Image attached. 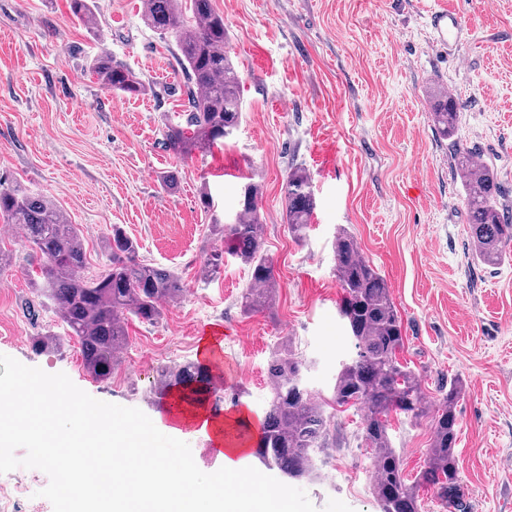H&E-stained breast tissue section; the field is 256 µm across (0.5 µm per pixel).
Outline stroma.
Wrapping results in <instances>:
<instances>
[{
	"instance_id": "stroma-1",
	"label": "stroma",
	"mask_w": 512,
	"mask_h": 512,
	"mask_svg": "<svg viewBox=\"0 0 512 512\" xmlns=\"http://www.w3.org/2000/svg\"><path fill=\"white\" fill-rule=\"evenodd\" d=\"M228 29L241 80L243 119L209 153L179 158L162 145L185 108V72L174 37L142 18V0H91L97 26L75 21L69 0H0V176L52 200L81 230L88 271L104 270L101 237L119 225L142 259L182 274L188 291L155 325L131 322L130 348L106 381L89 377L76 346L37 353L30 339L54 325L35 289L39 259L16 234L0 274V354L65 373L92 397L155 417L156 373L192 360L213 336L233 374L225 404L262 415L267 365L290 340L306 379L331 394L354 351L339 315L333 239L345 227L385 277L401 313L404 359L437 400L450 381L457 406V465L467 512H512V259L478 263L467 245L464 192L448 144L431 122L429 91L441 83L461 104L455 139L478 150L512 205V0H212ZM460 11L468 32L455 52L434 48L432 12ZM107 53L147 86L130 97L103 88L89 69ZM311 175L316 209L307 235L288 231L290 167ZM178 176L165 190L164 173ZM264 187V251L279 282L273 312L248 314L239 297L247 268L225 259L215 278L198 271L211 214L236 209L242 176ZM209 186L213 212L199 203ZM325 449L332 486L299 479L317 512H379L371 461L354 410L336 413ZM403 473L415 478L430 444L427 422L392 418Z\"/></svg>"
}]
</instances>
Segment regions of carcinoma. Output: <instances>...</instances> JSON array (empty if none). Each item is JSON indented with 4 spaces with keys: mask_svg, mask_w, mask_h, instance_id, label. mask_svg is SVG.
Instances as JSON below:
<instances>
[{
    "mask_svg": "<svg viewBox=\"0 0 512 512\" xmlns=\"http://www.w3.org/2000/svg\"><path fill=\"white\" fill-rule=\"evenodd\" d=\"M69 7L86 28L96 26L90 0H70ZM188 10L192 13L189 19ZM143 16L159 34L174 35L187 76L188 106L181 121L165 125V149L185 158L229 138L243 112L240 78L227 52L224 15L214 9L212 0H143ZM89 69L109 90L136 97L146 92L138 74L108 54L93 57ZM432 98L434 129L440 139L448 141L453 168L464 189L471 251L484 265L498 266L512 249V207L502 202V186L494 171L477 164L475 152L453 140L459 103L439 86ZM262 192L261 183L252 178L243 183L238 210L226 223L211 212L207 189L199 193L202 207L211 213L212 240L199 275L218 272L226 253L246 266L250 282L240 304L247 313L273 309L279 292L273 264L263 249ZM284 200L288 229L300 241L315 207L305 169L289 171ZM0 216L39 255L42 287L36 293L50 302L63 329L59 333L50 327L32 337L31 348L58 352L73 341L83 370L96 380L110 379L121 364L130 347L129 321L157 324L163 306L179 304L186 294V282L178 272L141 259L137 243L115 224L102 238L107 268L89 276L81 231L47 197L0 179ZM333 245L335 274L342 290L339 314L355 354L340 363L331 397L323 400L307 386L308 365L290 341L275 347L267 368L270 398L261 426L259 460L287 478L316 475V451L329 447L334 428L332 410L353 409L361 413L362 440L373 466L371 491L380 512H423V486L432 491L445 512H464V485L455 457L462 388L451 382L438 400L426 397L420 373L401 361L405 349L402 316L386 280L363 259L348 230L338 229ZM209 380L208 367L196 361L174 362L158 369L154 393L161 399L176 388L192 385L206 391ZM393 414L412 422L430 419L426 466L415 483L404 477L402 457L392 444Z\"/></svg>",
    "mask_w": 512,
    "mask_h": 512,
    "instance_id": "carcinoma-1",
    "label": "carcinoma"
}]
</instances>
